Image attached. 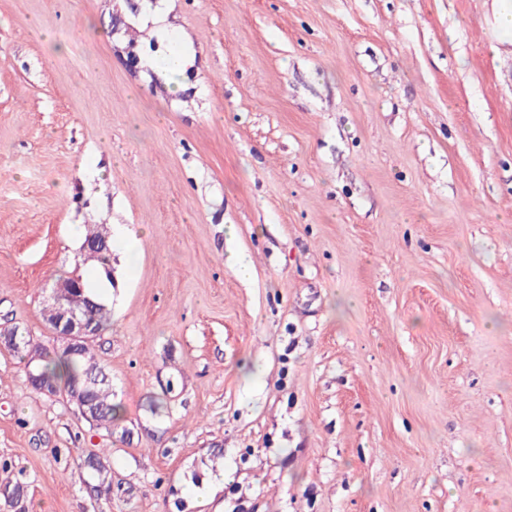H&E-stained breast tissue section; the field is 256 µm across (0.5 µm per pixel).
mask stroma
<instances>
[{
    "mask_svg": "<svg viewBox=\"0 0 512 512\" xmlns=\"http://www.w3.org/2000/svg\"><path fill=\"white\" fill-rule=\"evenodd\" d=\"M165 8L195 54L148 66ZM492 0H0V325L112 242L89 425L0 349L26 512H512V48ZM245 256L249 277L226 264ZM107 449L111 499L79 459ZM225 474L207 499L210 479Z\"/></svg>",
    "mask_w": 512,
    "mask_h": 512,
    "instance_id": "stroma-1",
    "label": "stroma"
}]
</instances>
